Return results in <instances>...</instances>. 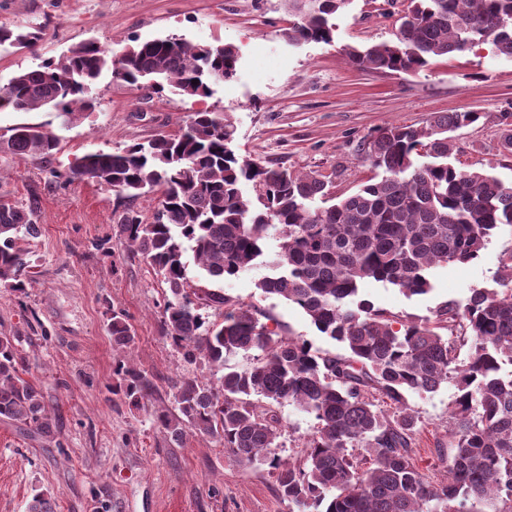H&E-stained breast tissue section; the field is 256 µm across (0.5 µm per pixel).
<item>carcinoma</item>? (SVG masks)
<instances>
[{
  "mask_svg": "<svg viewBox=\"0 0 512 512\" xmlns=\"http://www.w3.org/2000/svg\"><path fill=\"white\" fill-rule=\"evenodd\" d=\"M347 0H289L299 17L288 41L333 39L330 17ZM396 41L349 52L369 70L412 72L430 60L490 43L512 58V0H406ZM40 31L0 25V46L31 47ZM232 45L193 44L183 38L131 39L119 61L98 42L72 46L56 60L22 70L0 88V110L54 108L67 120L92 109L90 84L105 69L119 81H153L157 94L205 97L218 78L236 74ZM197 84H192V81ZM473 111L437 114L423 127L387 124L362 142L377 171L374 181L336 196L325 176L296 174L233 149L230 115L191 114L181 130L117 153L79 156L67 182H92L135 198L156 187L162 199L152 216L129 209L121 231L166 285L163 324L184 359L207 360L219 385L183 379L173 385L177 413H157L169 439L186 431L217 437L240 466L267 465L289 512H512V247L499 259L497 289L474 290L463 302L437 310L436 321L392 326L389 314L358 299L361 281L387 282L408 295L430 291L429 271L480 257L491 237L512 228V187L450 162L451 132L477 122ZM501 152L512 154V115L503 113ZM55 135L20 127L8 150L52 164ZM36 207L0 202V283L21 290L29 280V251L38 234ZM277 250L266 253L270 231ZM201 270L187 277L186 252ZM266 270L257 287L300 308L317 331L342 345L323 352L301 336L284 334L260 318L253 304L224 293V281ZM222 311L210 321L203 308ZM449 331L444 335L441 330ZM113 343L129 347L135 331L112 311ZM19 337L0 335V419L40 434L52 415L43 392L20 375ZM249 358L239 369L230 360ZM112 394L138 409L152 394L131 365L116 371ZM454 389L448 405V480L435 483L414 456L415 415L406 394ZM392 402L384 413L378 398ZM291 404L313 417V431L294 462L275 452L282 417ZM27 512H55L46 493Z\"/></svg>",
  "mask_w": 512,
  "mask_h": 512,
  "instance_id": "carcinoma-1",
  "label": "carcinoma"
}]
</instances>
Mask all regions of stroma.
Here are the masks:
<instances>
[{
  "label": "stroma",
  "instance_id": "obj_1",
  "mask_svg": "<svg viewBox=\"0 0 512 512\" xmlns=\"http://www.w3.org/2000/svg\"><path fill=\"white\" fill-rule=\"evenodd\" d=\"M404 9L403 0H350L333 18L332 43L292 44L288 0H0V25L43 32L35 50L0 51V87L86 40L118 51L133 37L175 34L230 44L239 55L236 77L203 98L160 96L107 70L90 86L93 109L74 122L52 108L0 111V143L22 125L59 140L48 169L0 146V199L36 202L40 226L28 244L32 280L21 291L0 286V333L19 336L22 376L42 390L56 422L54 433L32 439L0 420V512H26L40 491L54 496L56 512H289L268 466L234 465L218 439L191 432L171 443L154 422L157 410L175 407L174 381L216 379L204 361L183 360L163 327L166 286L120 232L126 209L150 215L159 192L131 200L92 183H62L50 171L85 153L175 133L191 113L211 109L233 116L237 153L330 176L333 193L344 196L375 175L361 143L376 128L422 127L438 113L474 111L481 118L459 130L454 165L512 186V155L499 149L500 115L512 113L511 58L480 44L408 73L350 62L348 48L395 41ZM509 247L512 233H495L479 259L433 268L432 288L422 295L368 279L358 296L398 320L431 321L446 302L495 288L499 256ZM261 275L257 269L227 280L224 292L259 304L314 347L334 350L298 307L261 299ZM116 310L135 330L130 347L112 341L108 320ZM128 362L154 386L138 409L112 393L114 368ZM452 399L448 387L407 397L417 418V464L436 481L445 472L433 450L448 443Z\"/></svg>",
  "mask_w": 512,
  "mask_h": 512
}]
</instances>
